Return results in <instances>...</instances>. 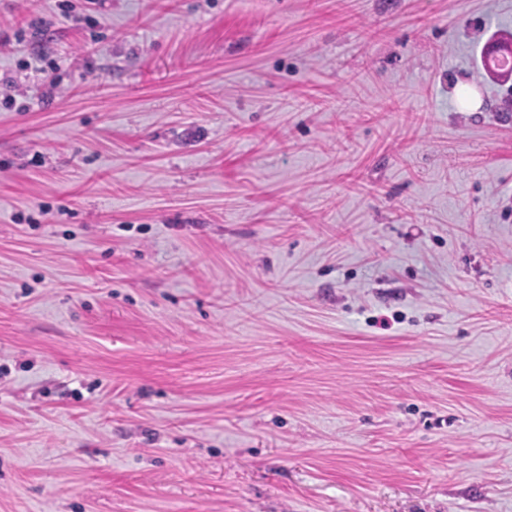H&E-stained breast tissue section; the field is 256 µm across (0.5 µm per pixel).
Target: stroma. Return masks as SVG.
<instances>
[{
  "label": "stroma",
  "instance_id": "obj_1",
  "mask_svg": "<svg viewBox=\"0 0 512 512\" xmlns=\"http://www.w3.org/2000/svg\"><path fill=\"white\" fill-rule=\"evenodd\" d=\"M0 34V512H512V0Z\"/></svg>",
  "mask_w": 512,
  "mask_h": 512
}]
</instances>
